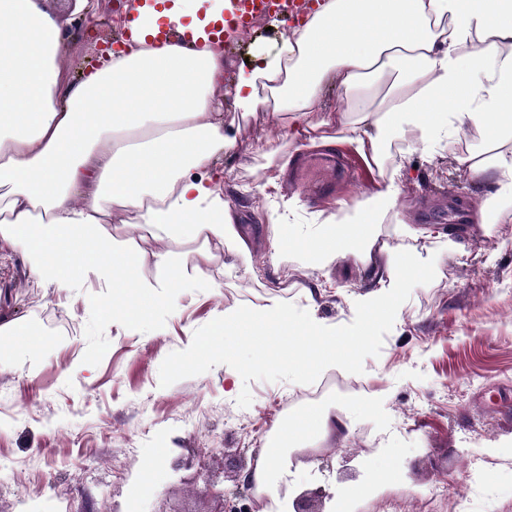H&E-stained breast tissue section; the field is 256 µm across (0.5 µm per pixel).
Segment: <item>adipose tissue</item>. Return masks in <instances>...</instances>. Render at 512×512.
Returning a JSON list of instances; mask_svg holds the SVG:
<instances>
[{
    "mask_svg": "<svg viewBox=\"0 0 512 512\" xmlns=\"http://www.w3.org/2000/svg\"><path fill=\"white\" fill-rule=\"evenodd\" d=\"M225 4L156 0L150 21L200 28ZM62 29L45 0H0V245L21 252L40 285L108 289L105 316L134 326L144 316L138 299L171 305L176 289L207 279L214 248L238 236L217 163L235 145L216 99L229 60L217 45L142 35L74 80L57 64ZM329 82L345 91L339 105L324 100ZM233 94L241 116L272 120L264 198L280 200L296 153L309 149L348 146L382 175L370 196L336 201L307 226L297 198L269 212L283 224L276 253L303 239L313 267L345 257L370 266L378 288L357 298L349 321L318 319L273 292L232 314L241 327L306 333L323 365L336 361L337 331L388 308L406 276L400 253L381 251L377 226L411 176L408 155L433 158L477 133L457 163L493 183L499 202L481 205L475 223H499L502 202H512V0H315L277 55L239 68ZM354 426L353 413L339 420L325 406L297 423L292 440L342 439ZM288 458L268 448L255 466V494L270 512H291L278 493L297 484Z\"/></svg>",
    "mask_w": 512,
    "mask_h": 512,
    "instance_id": "1",
    "label": "adipose tissue"
}]
</instances>
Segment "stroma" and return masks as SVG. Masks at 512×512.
<instances>
[{
    "label": "stroma",
    "instance_id": "obj_1",
    "mask_svg": "<svg viewBox=\"0 0 512 512\" xmlns=\"http://www.w3.org/2000/svg\"><path fill=\"white\" fill-rule=\"evenodd\" d=\"M65 21L60 64L78 78L121 33L123 0H47ZM282 28L256 25L228 53L237 68L257 50L275 53ZM240 122L235 149L221 158L224 194L239 208L250 238L249 253L226 243L207 282L139 326L104 320L98 288L37 285L21 253L0 248V324L18 322L29 335L0 350V459L14 467L0 476V512H26L37 503L47 512H122L130 493L143 490L142 512H212L207 478L236 486V461L255 466L274 424L318 408L306 386L254 381L252 402L242 408L229 390L240 382L230 366L159 384L163 359L188 347L194 331L224 309L258 304L269 291L304 305L302 286H322L318 318L353 314L357 295L375 289L352 259L327 270L295 258L274 259L275 229L263 212L244 207L234 186L264 177L257 151L270 122L259 114ZM477 135L454 153L431 159L420 151L406 160L413 177L397 201L400 219L438 231L460 223L494 200L495 190L457 168ZM342 174L336 197L358 198L376 174L351 154H339ZM412 252L434 258L436 276L413 289L384 336L379 356L364 371L324 370L339 380L332 392L337 412L358 410L346 439L322 444L320 459L303 448L291 454L299 482L291 497L321 488L314 502L325 512L329 496L388 478L380 498L363 499L358 512H448L470 500L473 512H512V456L495 447L512 442V207L490 231L472 227L464 251L418 241ZM390 391L386 413L360 409L368 394Z\"/></svg>",
    "mask_w": 512,
    "mask_h": 512
}]
</instances>
